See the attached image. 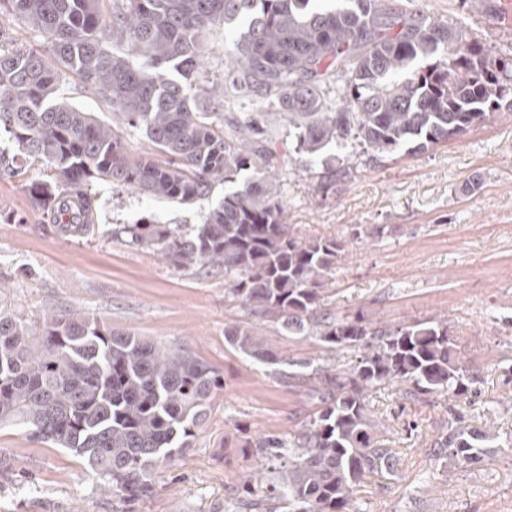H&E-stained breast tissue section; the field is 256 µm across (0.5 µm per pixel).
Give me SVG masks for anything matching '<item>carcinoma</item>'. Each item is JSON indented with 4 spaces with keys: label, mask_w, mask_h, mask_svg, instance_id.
Returning a JSON list of instances; mask_svg holds the SVG:
<instances>
[{
    "label": "carcinoma",
    "mask_w": 512,
    "mask_h": 512,
    "mask_svg": "<svg viewBox=\"0 0 512 512\" xmlns=\"http://www.w3.org/2000/svg\"><path fill=\"white\" fill-rule=\"evenodd\" d=\"M0 1L152 147L129 153L112 125L60 100L58 73L37 50L0 51V134L14 146L0 152V176L45 165L49 172L27 185L31 204L55 234L78 239L96 230V181L181 203L224 187L192 234L148 216L117 225L112 237L177 271L222 270L224 295L249 312L332 356L357 352L348 368L288 360L317 409L297 434L250 442L258 460L245 486L272 502L269 512H360L355 486L386 461L370 393L392 382L414 396L456 400L475 392L478 377L443 317L374 326L324 313L323 279L344 247L291 233L262 113H240L235 138L224 134L223 110L244 99L282 110L296 153L321 161L326 194L356 172L354 157L420 152L492 112H512V58L458 25L385 0H112L110 12L105 0ZM221 23L231 64L216 96L191 78L206 33ZM224 338L261 364L283 362L252 326L231 323ZM220 386L190 351L114 332L73 308L44 316L37 337L0 313V427L84 459L103 491L129 502L154 493L153 471L190 447ZM496 439L457 415L441 447L463 466ZM0 478L26 476L0 453Z\"/></svg>",
    "instance_id": "cac0c4a2"
}]
</instances>
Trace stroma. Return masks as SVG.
Returning <instances> with one entry per match:
<instances>
[{"label":"stroma","mask_w":512,"mask_h":512,"mask_svg":"<svg viewBox=\"0 0 512 512\" xmlns=\"http://www.w3.org/2000/svg\"><path fill=\"white\" fill-rule=\"evenodd\" d=\"M400 2L463 23L496 53L512 55V24L494 15V0H474L466 12L459 0ZM57 94L114 125L129 151H148L143 132L120 123L71 72H60ZM264 125L283 161L277 189L292 232L331 236L346 248L323 291L326 310L381 323L445 317L460 354L480 374L476 395L455 403L388 384L372 392L387 465L355 487L361 512H512V112L490 114L426 152L359 164L326 194L317 189L321 164L295 153L276 114H265ZM42 173L32 163L23 175L0 178V280L7 284L0 306L35 328L53 310L79 309L114 331L189 350L224 386L191 448L158 466L154 493L134 503L100 494L84 460L20 428H1L0 453L15 457L34 489L25 493L0 479V504L20 512H224L235 501L241 512H264L258 497L241 492L257 459L246 438L296 433L316 407L308 385L289 378L288 359L336 367L349 365L352 353L327 356L315 341L250 314L225 297L223 272H176L112 236L115 225L150 214L191 229L222 199L223 187L179 203L94 183L99 232L68 239L43 229L30 202L27 185ZM234 322L254 326L283 363L263 365L236 352L224 339ZM456 414L498 436L497 448L469 466L455 465L437 446Z\"/></svg>","instance_id":"obj_1"}]
</instances>
